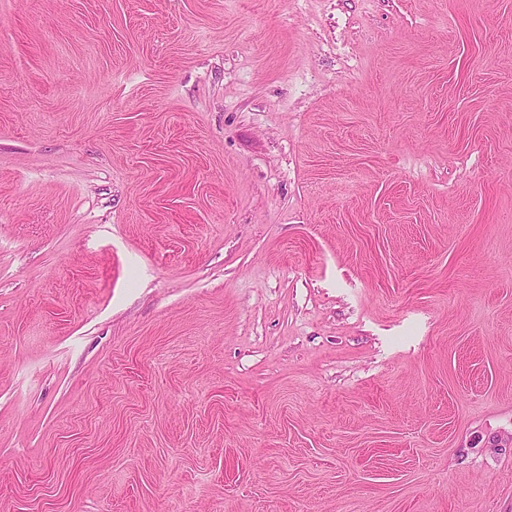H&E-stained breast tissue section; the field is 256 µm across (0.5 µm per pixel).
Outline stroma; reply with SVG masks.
Wrapping results in <instances>:
<instances>
[{
  "label": "stroma",
  "instance_id": "stroma-1",
  "mask_svg": "<svg viewBox=\"0 0 512 512\" xmlns=\"http://www.w3.org/2000/svg\"><path fill=\"white\" fill-rule=\"evenodd\" d=\"M0 512H512V0H0Z\"/></svg>",
  "mask_w": 512,
  "mask_h": 512
}]
</instances>
